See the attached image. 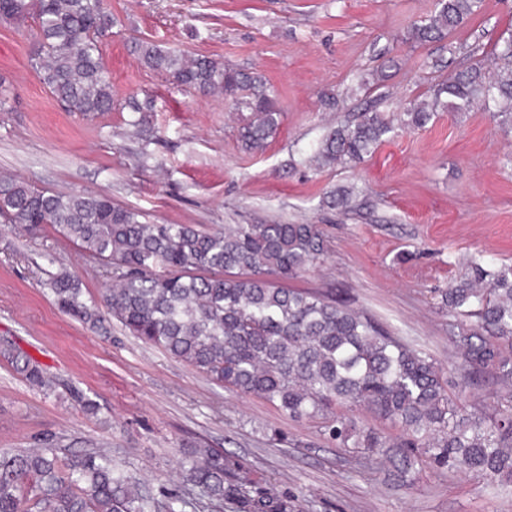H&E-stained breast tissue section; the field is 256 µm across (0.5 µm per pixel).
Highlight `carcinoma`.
Returning a JSON list of instances; mask_svg holds the SVG:
<instances>
[{"label": "carcinoma", "instance_id": "obj_1", "mask_svg": "<svg viewBox=\"0 0 512 512\" xmlns=\"http://www.w3.org/2000/svg\"><path fill=\"white\" fill-rule=\"evenodd\" d=\"M482 0H437L433 15L407 39H444L479 13ZM0 20L37 25L33 68L69 112L112 111V81L99 38L112 27L102 0H0ZM144 67L178 87L222 92L241 112L246 147L260 151L279 125L273 91L258 73L213 59L134 43ZM479 106L512 132V32L496 44L490 62L474 60L454 77L432 84L397 120L373 110L327 131L313 161L352 164L372 154L395 127L419 128L439 112ZM0 218L31 236L54 227L69 242L112 268L104 304L112 318L141 342L194 366L239 394L254 395L293 420L321 419L336 446L360 453L369 464L384 457L407 477L424 461L476 478L512 479V403L487 415L448 393L433 357L381 328L375 320L321 294L285 288L317 263L324 239L314 224H235L224 230L194 224H146L139 211L102 194L35 188L0 179ZM62 311L82 323L101 316L83 299L68 273L49 282ZM455 320L448 337L471 377L492 374L512 386V264L493 265L470 255L442 296ZM0 354L25 379L47 385L39 363L3 348ZM362 406L401 430L381 429L336 415ZM182 488L157 500L142 494L104 451L61 459L54 448L0 449V512H294L295 504L269 489H247L228 478L230 460L211 448L183 451Z\"/></svg>", "mask_w": 512, "mask_h": 512}]
</instances>
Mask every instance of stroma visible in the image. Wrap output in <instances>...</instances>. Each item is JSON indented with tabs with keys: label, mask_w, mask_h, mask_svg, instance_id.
<instances>
[{
	"label": "stroma",
	"mask_w": 512,
	"mask_h": 512,
	"mask_svg": "<svg viewBox=\"0 0 512 512\" xmlns=\"http://www.w3.org/2000/svg\"><path fill=\"white\" fill-rule=\"evenodd\" d=\"M101 39L111 111H65L32 68L33 23L0 21V175L40 189L105 194L148 224H315L323 261L288 280L373 315L445 369L448 390L491 413L512 387L464 380L448 340L441 292L467 254L512 263V133L482 108L441 114L386 135L357 166L307 163L330 128L380 98L386 116L454 75L472 47L491 51L512 30V0H483L448 40L414 44L411 25L435 0H104ZM262 74L281 109L263 151L240 139L244 114L220 94L172 85L144 68L136 39ZM339 99L326 107L324 95ZM152 109L133 115L129 100ZM354 189L351 209L331 206ZM68 272L97 304L112 271L54 228L36 239L0 221V347L38 361L31 385L0 357V448L99 449L152 496L180 488L186 448H215L243 475L294 498L295 512H512V485L420 465L401 481L391 464L364 467L320 421H294L265 400L225 389L114 318L97 326L62 312L48 283ZM95 402L86 409L84 400Z\"/></svg>",
	"instance_id": "35a3bbf8"
}]
</instances>
